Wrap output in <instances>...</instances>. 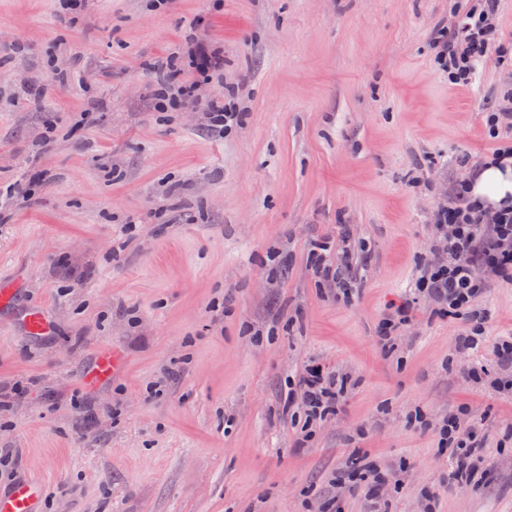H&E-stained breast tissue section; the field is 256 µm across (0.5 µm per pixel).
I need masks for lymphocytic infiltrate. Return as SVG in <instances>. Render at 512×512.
<instances>
[{
  "instance_id": "1",
  "label": "lymphocytic infiltrate",
  "mask_w": 512,
  "mask_h": 512,
  "mask_svg": "<svg viewBox=\"0 0 512 512\" xmlns=\"http://www.w3.org/2000/svg\"><path fill=\"white\" fill-rule=\"evenodd\" d=\"M498 0H482L480 11L461 16L452 28H437L434 42L437 59L448 70V80L458 85L470 78L478 56L495 31L493 20ZM438 241L426 258L412 286L410 300L400 304L379 324V339L389 343L395 331L412 317L417 299L450 310L468 305L486 289L488 276H505L512 269V210H474L464 193L441 209L437 216ZM306 425L337 413L347 393L346 379L327 373L317 364L308 366L296 383ZM438 445L448 451L449 483L464 482L479 487L487 470L477 455L482 440L477 431L458 415L443 420Z\"/></svg>"
}]
</instances>
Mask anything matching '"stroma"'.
<instances>
[{
  "mask_svg": "<svg viewBox=\"0 0 512 512\" xmlns=\"http://www.w3.org/2000/svg\"><path fill=\"white\" fill-rule=\"evenodd\" d=\"M473 0H0V492L40 512H366L333 481L353 451L392 471L388 512H512V392L468 378L466 316L421 302L385 353L379 321L436 244L438 211L512 128V0L472 82L435 61ZM219 47L197 100L156 107L158 68ZM233 104L228 131L209 104ZM31 182L28 201L12 196ZM371 248L336 299L309 262ZM45 309L31 338L16 309ZM480 355L512 336V280L473 304ZM123 366L87 387L102 348ZM350 376L298 447L283 399L306 365ZM484 419V486H449L432 422ZM423 411L427 425L410 422ZM42 488L37 481L18 483L6 495H0V512H37Z\"/></svg>",
  "mask_w": 512,
  "mask_h": 512,
  "instance_id": "stroma-1",
  "label": "stroma"
}]
</instances>
